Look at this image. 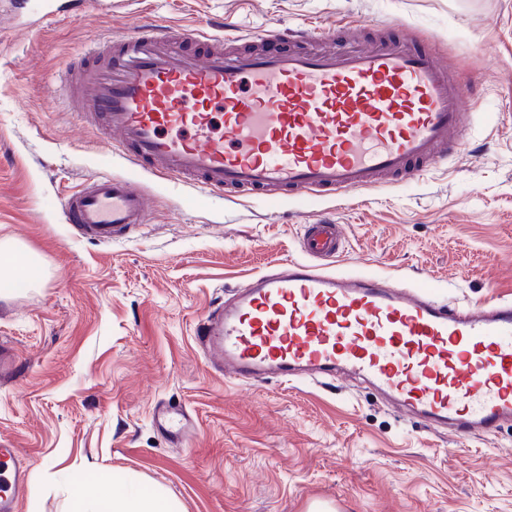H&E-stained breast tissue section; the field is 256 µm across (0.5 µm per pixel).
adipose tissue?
I'll use <instances>...</instances> for the list:
<instances>
[{
    "label": "adipose tissue",
    "instance_id": "1",
    "mask_svg": "<svg viewBox=\"0 0 512 512\" xmlns=\"http://www.w3.org/2000/svg\"><path fill=\"white\" fill-rule=\"evenodd\" d=\"M73 512H175L161 492L145 491L120 499L106 496L98 484L74 485L70 490Z\"/></svg>",
    "mask_w": 512,
    "mask_h": 512
}]
</instances>
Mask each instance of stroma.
Here are the masks:
<instances>
[{
    "label": "stroma",
    "mask_w": 512,
    "mask_h": 512,
    "mask_svg": "<svg viewBox=\"0 0 512 512\" xmlns=\"http://www.w3.org/2000/svg\"><path fill=\"white\" fill-rule=\"evenodd\" d=\"M239 42L273 30L317 47L398 30L435 44L472 91L468 142L422 178L277 206L160 179L112 152L53 92L91 39L144 23ZM132 180L145 223L109 243L65 223L89 178ZM342 225L343 270L441 299H512V0H112L56 23L0 0V241L43 270L0 276V440L23 449L20 512H70L77 477L114 497L153 488L176 512H512V425L466 441L425 429L354 379L236 384L214 375L194 329L225 290L300 257L306 224ZM198 418L187 444L151 420L157 401Z\"/></svg>",
    "instance_id": "1"
}]
</instances>
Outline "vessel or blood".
Returning a JSON list of instances; mask_svg holds the SVG:
<instances>
[{"label": "vessel or blood", "instance_id": "obj_1", "mask_svg": "<svg viewBox=\"0 0 512 512\" xmlns=\"http://www.w3.org/2000/svg\"><path fill=\"white\" fill-rule=\"evenodd\" d=\"M188 40L206 52L185 49ZM60 89L79 127L134 166L269 203L419 177L464 147L469 126L447 60L406 42L228 55L215 35L142 25L93 40ZM61 208L82 236L109 242L144 223L146 196L105 176ZM344 242L340 225H305L301 258L271 263L214 304L194 335L208 367L245 384L352 377L459 439L512 424V301L456 305L423 283L332 270ZM152 422L182 446L196 419L161 400ZM27 486L18 450L0 444V512H19Z\"/></svg>", "mask_w": 512, "mask_h": 512}]
</instances>
